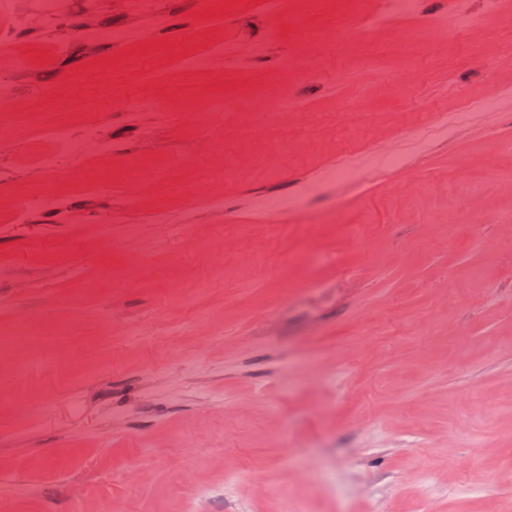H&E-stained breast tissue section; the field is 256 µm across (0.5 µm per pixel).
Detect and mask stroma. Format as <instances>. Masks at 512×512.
Instances as JSON below:
<instances>
[{
  "label": "stroma",
  "mask_w": 512,
  "mask_h": 512,
  "mask_svg": "<svg viewBox=\"0 0 512 512\" xmlns=\"http://www.w3.org/2000/svg\"><path fill=\"white\" fill-rule=\"evenodd\" d=\"M216 2L70 0L15 36L63 57L0 49L33 106L0 117V199L43 182L39 124L97 114L115 159L95 196L71 162L62 216L0 211V512H512V0H419L366 38L383 0L192 17ZM87 18L238 50L82 84ZM223 75L240 87L206 91ZM463 96L497 105L437 129ZM266 196L301 204L273 216Z\"/></svg>",
  "instance_id": "1"
}]
</instances>
